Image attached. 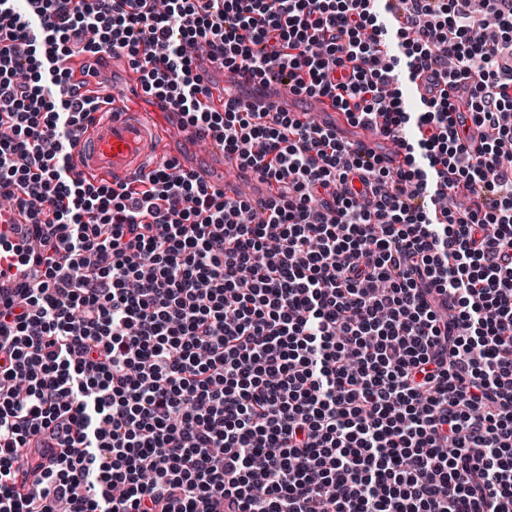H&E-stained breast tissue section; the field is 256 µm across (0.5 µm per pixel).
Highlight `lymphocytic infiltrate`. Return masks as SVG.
Segmentation results:
<instances>
[{"label": "lymphocytic infiltrate", "mask_w": 512, "mask_h": 512, "mask_svg": "<svg viewBox=\"0 0 512 512\" xmlns=\"http://www.w3.org/2000/svg\"><path fill=\"white\" fill-rule=\"evenodd\" d=\"M103 52L277 193L75 175ZM282 87L403 166L249 107ZM506 155L512 0H0V512H512Z\"/></svg>", "instance_id": "f902f5d3"}]
</instances>
